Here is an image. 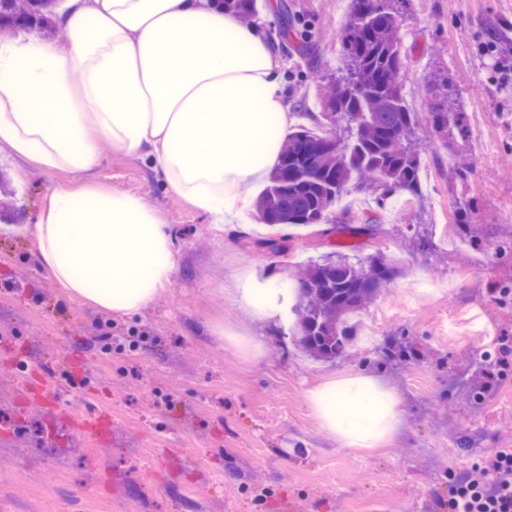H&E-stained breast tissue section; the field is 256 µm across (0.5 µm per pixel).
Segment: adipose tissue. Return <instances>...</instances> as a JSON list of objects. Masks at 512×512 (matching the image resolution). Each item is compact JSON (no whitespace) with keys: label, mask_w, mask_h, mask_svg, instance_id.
Segmentation results:
<instances>
[{"label":"adipose tissue","mask_w":512,"mask_h":512,"mask_svg":"<svg viewBox=\"0 0 512 512\" xmlns=\"http://www.w3.org/2000/svg\"><path fill=\"white\" fill-rule=\"evenodd\" d=\"M66 41H0V150L44 171L87 173L100 142L144 160L215 228L262 188L293 122L281 63L255 28L213 0H65ZM40 262L71 296L131 319L177 269L169 227L140 195L56 187L31 230ZM232 293L252 314L288 317L282 284L246 273ZM322 430L348 448L392 437L403 409L371 376L307 394Z\"/></svg>","instance_id":"ef3b65f1"}]
</instances>
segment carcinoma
Segmentation results:
<instances>
[{"label": "carcinoma", "mask_w": 512, "mask_h": 512, "mask_svg": "<svg viewBox=\"0 0 512 512\" xmlns=\"http://www.w3.org/2000/svg\"><path fill=\"white\" fill-rule=\"evenodd\" d=\"M255 0H224V10L249 16ZM410 0H350L343 26L342 65L321 99L333 134L304 127L288 136L280 162L256 202L261 223L322 224L348 184L372 191L378 207L399 195L420 194L422 161L418 118L408 110L401 81L404 44L398 17ZM55 0H0V33L52 30ZM286 18L278 31L309 47L311 34ZM432 103L425 136L443 142L463 131V113L452 96L448 72L430 80ZM401 273L378 254L353 260L323 256L296 277L298 343L313 358L334 360L354 337L356 313L367 307Z\"/></svg>", "instance_id": "obj_1"}]
</instances>
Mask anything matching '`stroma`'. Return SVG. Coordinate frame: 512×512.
I'll return each mask as SVG.
<instances>
[{
  "label": "stroma",
  "mask_w": 512,
  "mask_h": 512,
  "mask_svg": "<svg viewBox=\"0 0 512 512\" xmlns=\"http://www.w3.org/2000/svg\"><path fill=\"white\" fill-rule=\"evenodd\" d=\"M349 0H256L253 23L276 33L283 10L309 21L307 55L281 54L289 107L319 112L336 73ZM403 91L427 112L429 76L447 71L469 134L425 144L421 194L377 210L348 187L353 218L377 213L375 238L346 228L289 226L283 252L255 246L270 226L248 215L216 231L163 192L139 158L101 144L92 174L41 171L0 153V512H448V475L512 448V277L498 246L512 224V0H412L400 18ZM468 161L454 172L452 149ZM140 193L170 224L178 265L170 288L127 320L68 295L40 263L29 226L56 186ZM472 202L479 246L448 250L458 201ZM337 251L398 260L404 273L364 313L377 331L333 362L296 344V324L251 318L225 292L237 269L294 282ZM406 360L382 357L386 340ZM467 392L449 382L479 355ZM361 372L401 399L384 445L344 448L306 394Z\"/></svg>",
  "instance_id": "obj_1"
}]
</instances>
